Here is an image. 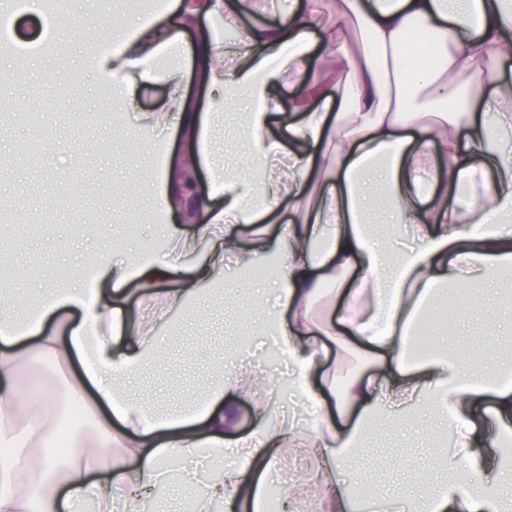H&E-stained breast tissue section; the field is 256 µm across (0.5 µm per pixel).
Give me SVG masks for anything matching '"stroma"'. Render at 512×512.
<instances>
[{
	"mask_svg": "<svg viewBox=\"0 0 512 512\" xmlns=\"http://www.w3.org/2000/svg\"><path fill=\"white\" fill-rule=\"evenodd\" d=\"M141 10L121 0H70L68 13L55 21L54 51L28 55L24 75L0 95L12 101L0 110V197L10 198L13 212L0 226V267L17 269L14 279H0V316L15 310L11 300L59 287L61 269H78L94 255L111 251L113 238L137 246L156 247L157 212L147 191L159 162L183 148V134L167 123L140 138L133 117L113 125L107 111L109 92L88 64L97 43L109 39L127 18H143ZM69 179L73 192L60 201L55 186ZM125 199L122 207L114 198ZM110 225L109 235H89V220ZM224 306L201 302L194 317L173 314L163 325L167 353L135 383L137 392L161 405L178 396L173 382L200 376L217 348H235L241 311L252 319L250 356L274 377L288 371L282 360H270L274 347L265 335L254 305L257 282L238 279L226 270ZM453 313L429 320L434 345L450 343L463 354L488 361L500 344L512 339V285L486 291L473 287L450 294ZM448 439L432 437L424 423L384 434L361 449L349 478L377 484L378 495L401 491L424 494L428 480L442 471Z\"/></svg>",
	"mask_w": 512,
	"mask_h": 512,
	"instance_id": "stroma-1",
	"label": "stroma"
}]
</instances>
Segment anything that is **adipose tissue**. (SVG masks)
Returning <instances> with one entry per match:
<instances>
[{
  "instance_id": "ef3b65f1",
  "label": "adipose tissue",
  "mask_w": 512,
  "mask_h": 512,
  "mask_svg": "<svg viewBox=\"0 0 512 512\" xmlns=\"http://www.w3.org/2000/svg\"><path fill=\"white\" fill-rule=\"evenodd\" d=\"M506 0H302L269 17L268 0H167L150 20L134 21L117 50L92 67L117 86L137 131L176 119L191 151V172L165 162L150 187L159 215L161 252L94 258L74 284L19 299L21 318L0 321V512H155L165 460L198 449H234L221 475L194 477L192 512H261L273 447L302 441L290 420L257 407V426L233 427V405L264 387L252 365L221 361L202 396L168 412L133 392L130 381L164 345L158 326L190 312L203 289L221 291L226 267L242 273L254 258L241 242L278 224V309L266 332L288 362V376L314 415L319 450L314 482L323 512H348L347 478L358 448L383 415L405 421L433 414L452 439L444 476L423 497L382 496L373 512H512L492 495L488 473L512 474L475 444V411L512 433V382L498 366L476 372L448 350L413 356L410 343L441 290L493 287L512 270V153L486 152L489 129H512V10ZM193 29L191 46L181 34ZM358 30L353 46L348 30ZM188 55L163 69L165 55ZM206 90L205 108L182 91L187 75ZM163 82L162 107L138 109L145 85ZM426 89L450 109L419 114L411 91ZM244 105L243 131L253 148L240 171L218 162L212 118L229 98ZM493 101L494 112L482 111ZM322 110H315V103ZM496 170L483 202L454 207L456 189L476 175L475 157ZM433 162L429 192L418 173ZM207 186L198 189L197 175ZM384 187L387 224L408 225L400 247L367 219L370 186ZM193 211L190 233L171 219ZM337 364L375 360L378 372L352 374L344 388L319 375L327 345ZM79 362L45 392H27L22 365ZM91 418L93 440L72 432L70 449L43 454L71 412Z\"/></svg>"
}]
</instances>
